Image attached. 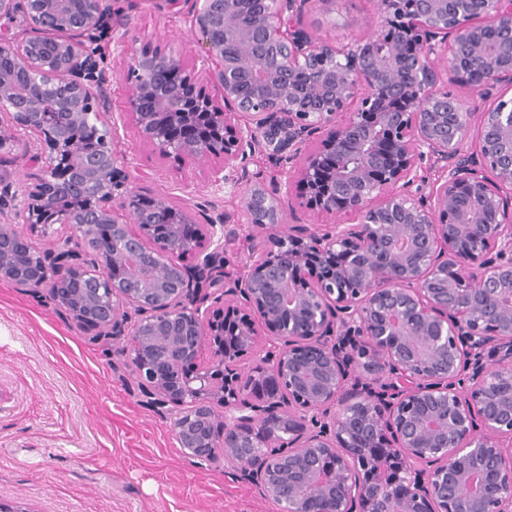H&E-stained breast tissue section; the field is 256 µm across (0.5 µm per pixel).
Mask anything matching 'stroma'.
<instances>
[{"instance_id":"stroma-1","label":"stroma","mask_w":512,"mask_h":512,"mask_svg":"<svg viewBox=\"0 0 512 512\" xmlns=\"http://www.w3.org/2000/svg\"><path fill=\"white\" fill-rule=\"evenodd\" d=\"M192 5L182 0L172 12L154 0H112L137 48L190 61L198 52ZM379 16L378 0H308L302 21L315 38L346 44L376 29ZM83 44L102 60L112 111H124L127 78L111 26ZM111 145L140 195L170 197L199 224L225 216V269L243 274L251 244L269 231L248 222L241 192L211 191L210 161L159 156L129 125ZM38 146L31 134L0 145V178L33 181L27 159ZM131 356L129 336H94L48 296L0 281V502L14 512H280L236 471L183 454L170 419L141 396Z\"/></svg>"}]
</instances>
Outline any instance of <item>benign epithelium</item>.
<instances>
[{
    "instance_id": "obj_1",
    "label": "benign epithelium",
    "mask_w": 512,
    "mask_h": 512,
    "mask_svg": "<svg viewBox=\"0 0 512 512\" xmlns=\"http://www.w3.org/2000/svg\"><path fill=\"white\" fill-rule=\"evenodd\" d=\"M467 2L380 0L379 29L336 44L302 26L306 0H194L191 76L182 53L138 49L115 20L134 82L114 114L82 45L112 0H0L4 26L31 30L0 36V145L23 131L43 147L42 174L0 181V202L59 240L40 251L1 224L0 281L49 288L99 336L138 315V387L181 450L233 467L281 512H512V97L474 112L435 89L441 65L512 86V0ZM489 24L509 35L494 53ZM92 120L131 124L161 156L215 160L218 191L248 181L256 153L286 154L298 163L277 194L243 196L249 223H283L295 186L338 222L270 235L229 277L226 221L140 201L110 146L73 137ZM428 154L432 181L418 175Z\"/></svg>"
}]
</instances>
